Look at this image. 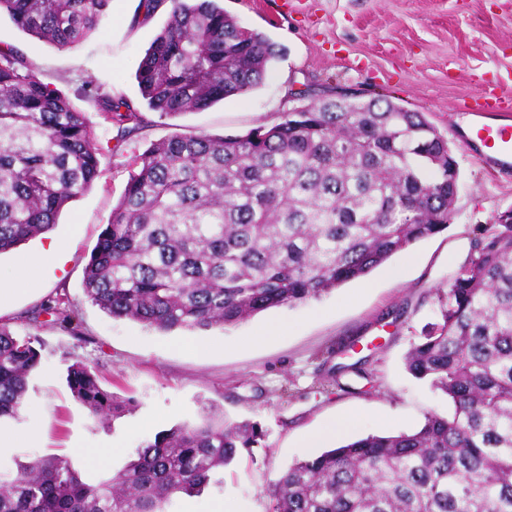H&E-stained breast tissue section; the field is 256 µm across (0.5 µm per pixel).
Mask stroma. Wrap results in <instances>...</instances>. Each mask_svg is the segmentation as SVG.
Segmentation results:
<instances>
[{
	"label": "stroma",
	"mask_w": 512,
	"mask_h": 512,
	"mask_svg": "<svg viewBox=\"0 0 512 512\" xmlns=\"http://www.w3.org/2000/svg\"><path fill=\"white\" fill-rule=\"evenodd\" d=\"M140 0H111L108 15L85 39L66 48L38 40L0 16V48L22 50L40 79L67 96L94 127L102 174L61 212L52 237L68 249L63 264L42 253L35 238L0 256V284L23 293L0 297L16 336L34 337L41 355L18 418L0 432L18 436L0 454V471L34 458H70L91 475L116 473L160 431L215 410L259 424L264 438L195 496L175 497L166 512H268L267 488L295 461L311 457L304 441L332 418L358 417L355 436L412 430L431 413L448 414V398L411 376L404 357L440 316V295L464 264L477 226L512 208V169L490 171L464 144L467 115L481 88L512 72V0H219L247 29L282 50L262 84L177 118H159L135 78L140 60L168 19L160 6L137 19ZM128 100L148 121L125 143L110 142L83 81ZM353 89L388 94L426 113L447 136L459 166V189L447 230L394 255L400 278L377 268L319 299L269 309L249 321L207 331L164 333L109 317L83 290L85 265L123 194L133 154L152 142L205 132L243 134L281 121L313 96ZM77 313L72 323L30 313L56 292ZM275 324L267 343L252 337ZM82 362L102 386L128 401L104 426L73 397L67 368ZM336 372L340 390L319 394L320 379Z\"/></svg>",
	"instance_id": "obj_1"
}]
</instances>
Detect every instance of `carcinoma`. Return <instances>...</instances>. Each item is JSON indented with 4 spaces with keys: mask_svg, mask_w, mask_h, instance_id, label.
<instances>
[{
    "mask_svg": "<svg viewBox=\"0 0 512 512\" xmlns=\"http://www.w3.org/2000/svg\"><path fill=\"white\" fill-rule=\"evenodd\" d=\"M170 3L166 26L138 64L161 118L204 110L259 87L280 49L216 0ZM110 0H0L28 34L59 47L96 28ZM83 97L125 140L145 124L133 104L93 81ZM86 113L42 82L20 50L0 51V255L55 227L99 178ZM123 195L84 270L88 300L106 314L168 332L237 325L317 299L448 229L459 168L448 138L379 94L312 100L244 135L156 141L133 156ZM72 319L65 297L42 314ZM40 355L0 323V421L18 417ZM407 371L445 394L453 413L416 430L369 434L291 465L267 494L270 512H512V212L480 226L448 283L441 318L405 357ZM68 386L91 417L127 403L75 362ZM262 436L209 410L159 432L114 475L43 456L0 476V512H165L202 492Z\"/></svg>",
    "mask_w": 512,
    "mask_h": 512,
    "instance_id": "carcinoma-1",
    "label": "carcinoma"
}]
</instances>
